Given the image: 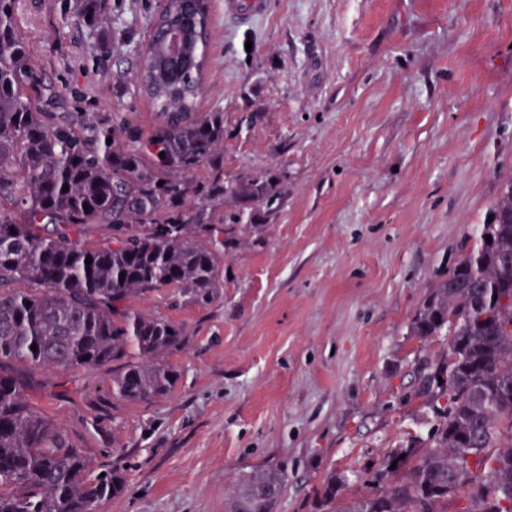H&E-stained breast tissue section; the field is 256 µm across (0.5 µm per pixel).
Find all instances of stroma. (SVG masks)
Returning <instances> with one entry per match:
<instances>
[{"mask_svg":"<svg viewBox=\"0 0 512 512\" xmlns=\"http://www.w3.org/2000/svg\"><path fill=\"white\" fill-rule=\"evenodd\" d=\"M267 2L240 26L214 0L201 108L224 113L225 174L283 173L286 201L225 256L214 302L135 301L190 335L168 356L176 387L128 404L111 365L17 366L95 469L125 470L103 512H224L269 465L288 471L277 512H312L333 471L364 494L384 455L427 433L411 392L448 339L412 320L512 175V0ZM70 6L21 0L32 59L83 87L82 111L121 109L134 62L95 59Z\"/></svg>","mask_w":512,"mask_h":512,"instance_id":"stroma-1","label":"stroma"}]
</instances>
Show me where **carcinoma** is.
Segmentation results:
<instances>
[{"instance_id":"carcinoma-1","label":"carcinoma","mask_w":512,"mask_h":512,"mask_svg":"<svg viewBox=\"0 0 512 512\" xmlns=\"http://www.w3.org/2000/svg\"><path fill=\"white\" fill-rule=\"evenodd\" d=\"M18 3L0 0V512H100L127 475H91L64 430L24 397L29 377L6 366L66 373L110 363L119 401L171 392L178 372L167 355L185 330L132 303L161 289L173 308L217 299L226 251L278 214L283 178L224 174V112L199 111L211 0H145L143 27L113 0H75L72 17L94 50L135 54L130 102L106 114L79 111L78 91L35 66ZM181 26L193 65H149ZM142 100L155 110L148 128L136 120ZM96 225L108 236L91 245ZM471 240L412 322L422 340L448 337L446 355L419 377L417 396L432 412L427 439L391 450L358 497H344L345 478L329 474L314 512H448L450 503L512 512V177ZM287 485L277 465L251 471L224 512H276Z\"/></svg>"}]
</instances>
